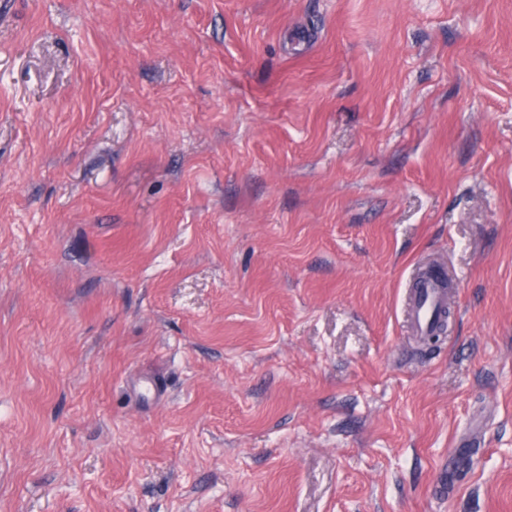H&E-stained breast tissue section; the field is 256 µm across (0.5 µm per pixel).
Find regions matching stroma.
I'll use <instances>...</instances> for the list:
<instances>
[{"instance_id": "stroma-1", "label": "stroma", "mask_w": 512, "mask_h": 512, "mask_svg": "<svg viewBox=\"0 0 512 512\" xmlns=\"http://www.w3.org/2000/svg\"><path fill=\"white\" fill-rule=\"evenodd\" d=\"M0 512H512V0L0 10ZM448 302L446 290L437 276L423 275L413 284V292L408 311L411 331L420 337L429 336L435 312Z\"/></svg>"}]
</instances>
